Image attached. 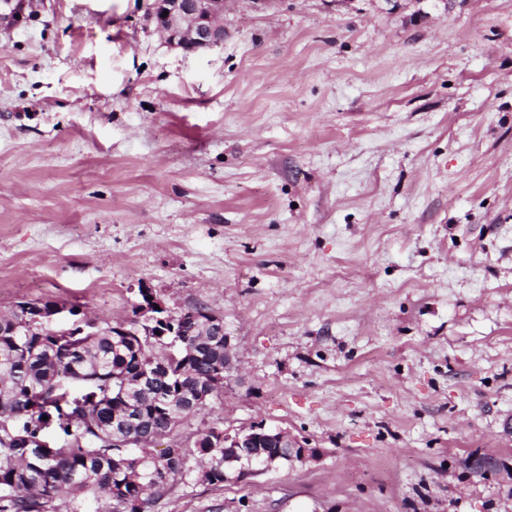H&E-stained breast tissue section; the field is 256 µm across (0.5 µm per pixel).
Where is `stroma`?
<instances>
[{
	"instance_id": "obj_1",
	"label": "stroma",
	"mask_w": 512,
	"mask_h": 512,
	"mask_svg": "<svg viewBox=\"0 0 512 512\" xmlns=\"http://www.w3.org/2000/svg\"><path fill=\"white\" fill-rule=\"evenodd\" d=\"M152 2L0 28V315H223L179 440L306 455L151 512H512V0H228L193 55Z\"/></svg>"
}]
</instances>
